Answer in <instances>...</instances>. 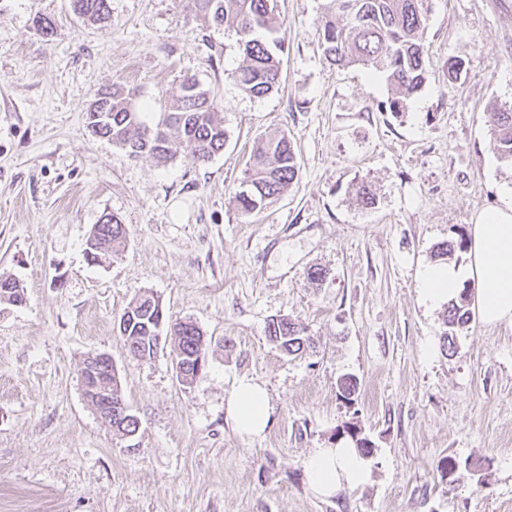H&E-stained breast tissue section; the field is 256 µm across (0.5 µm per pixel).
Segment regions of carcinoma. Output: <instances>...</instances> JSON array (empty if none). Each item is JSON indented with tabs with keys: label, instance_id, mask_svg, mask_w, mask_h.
<instances>
[{
	"label": "carcinoma",
	"instance_id": "cac0c4a2",
	"mask_svg": "<svg viewBox=\"0 0 512 512\" xmlns=\"http://www.w3.org/2000/svg\"><path fill=\"white\" fill-rule=\"evenodd\" d=\"M79 17L93 22L105 19L109 0H71ZM195 12L213 24L235 32L239 63L233 72L239 88L253 97H263L278 88L283 78L282 44L275 37L279 26L274 0H192ZM429 14L428 0H327L321 20L323 53L337 66L359 65L385 78L393 96L389 107L398 112L403 103L417 93L425 79L426 45L423 34ZM136 93L114 88L98 94L103 102L100 112L87 113L92 134L106 137L131 156L146 154L165 163L183 149L197 160L206 162L221 151L227 132L217 116L218 103L193 78L180 85L179 95L156 113L153 124L142 118ZM489 145L502 163L512 166V105L491 109ZM300 166L294 147L283 131H273L262 139L250 155L244 171V189L235 194L237 208L244 215L271 204L297 178ZM126 225L119 217L105 214L97 224L94 244L87 259L96 262L126 238ZM466 249L465 240L438 244L433 256L448 260ZM472 288L466 285L457 299L448 302L444 323L443 346L456 348L457 330L471 319ZM0 300L21 304L25 289L12 278H0ZM120 319L125 329L119 331L134 356L154 354L162 341L158 322L167 326L176 343V359L189 380H194L199 356L206 353L200 329L191 321H170L159 314L157 302L145 295L135 298ZM269 339L288 355L311 347L302 323L291 318L268 324ZM358 383L348 375L337 382V397L350 407L355 403ZM338 435L349 437L361 453L372 452L371 440L355 422H345ZM441 478L452 485L475 475L477 467L453 457L442 458L438 465Z\"/></svg>",
	"mask_w": 512,
	"mask_h": 512
}]
</instances>
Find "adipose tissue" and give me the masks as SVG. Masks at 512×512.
<instances>
[{
	"label": "adipose tissue",
	"mask_w": 512,
	"mask_h": 512,
	"mask_svg": "<svg viewBox=\"0 0 512 512\" xmlns=\"http://www.w3.org/2000/svg\"><path fill=\"white\" fill-rule=\"evenodd\" d=\"M476 284L475 306L490 325L512 323V187L504 189L499 205L483 212L470 230L467 264L434 263L418 275L419 290L429 304L449 302L458 296L465 279ZM272 407L266 388L250 378H240L226 400V414L236 431L261 435L267 428ZM312 491L323 498L345 487L364 484L369 464L351 444L313 449L307 460Z\"/></svg>",
	"instance_id": "obj_1"
}]
</instances>
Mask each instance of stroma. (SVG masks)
<instances>
[{
	"label": "stroma",
	"mask_w": 512,
	"mask_h": 512,
	"mask_svg": "<svg viewBox=\"0 0 512 512\" xmlns=\"http://www.w3.org/2000/svg\"><path fill=\"white\" fill-rule=\"evenodd\" d=\"M325 4L276 0L283 80L255 98L230 76L235 33L189 0H110L100 24L70 0H0V276L26 293L0 302V512H512V324L473 319L445 353V309L418 284L434 247L512 186L489 149V112L512 102V0H430L427 79L399 112L382 77L325 59ZM452 55L464 63L454 81ZM187 76L228 134L209 162L132 157L88 129L98 90L134 91L151 113ZM274 130L298 177L241 215L245 163ZM361 180L374 205L357 201ZM105 214L127 236L93 264L85 244ZM141 294L202 331L192 384L176 378L173 340L148 360L125 348L115 322ZM283 317L313 351L269 341ZM92 352L116 364L134 437L113 435L84 397ZM348 374L350 409L336 388ZM242 377L270 397L258 437L226 417ZM353 418L374 444L370 480L317 497L308 456ZM448 456L478 462L475 478L442 480Z\"/></svg>",
	"instance_id": "stroma-1"
}]
</instances>
